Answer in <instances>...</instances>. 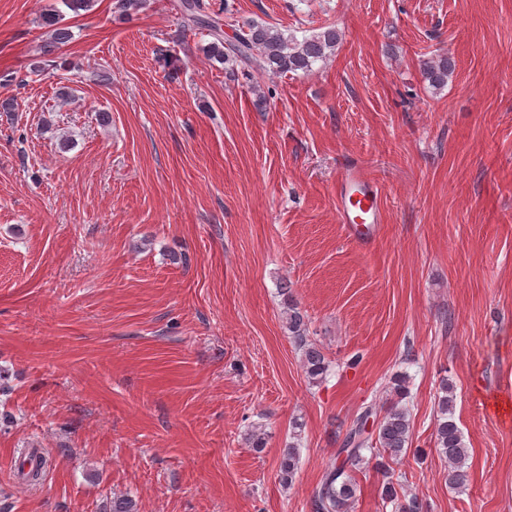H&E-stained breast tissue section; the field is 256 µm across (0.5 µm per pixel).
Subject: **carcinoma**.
<instances>
[{
	"instance_id": "obj_1",
	"label": "carcinoma",
	"mask_w": 512,
	"mask_h": 512,
	"mask_svg": "<svg viewBox=\"0 0 512 512\" xmlns=\"http://www.w3.org/2000/svg\"><path fill=\"white\" fill-rule=\"evenodd\" d=\"M146 6V0H116L119 15L129 17ZM183 22L188 27H201L208 31L212 41L206 54L221 65H240L272 74L308 71L318 61L325 60L341 41V33L334 26L297 39L278 28L263 22L252 21L229 41L224 40L220 14L211 10L206 0H182ZM63 17L55 10L45 17V24L52 27L50 41L44 52L51 53L72 39L70 28L62 24ZM454 64L447 54H439L424 63L425 79L438 89L448 83ZM288 335L303 352V369L307 378L321 382L327 375L329 361L323 352L308 339L304 314L296 305L288 304L285 311ZM438 398L439 419L436 429V447L448 462V482L460 486L468 480V448L454 419V392L443 384ZM373 415V408L357 418L337 449L340 462L329 468L311 496L314 512H349L357 498V484L352 472L370 464L383 473L381 498L386 503L398 500L396 483L390 476V464L407 455L410 439V419L407 411L395 404L385 413L376 427V439L366 435V424ZM299 460V448L290 443L283 449L279 472L284 484H291ZM103 512H139L137 502L129 495L115 496L104 505Z\"/></svg>"
}]
</instances>
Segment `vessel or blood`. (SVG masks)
Masks as SVG:
<instances>
[{"label":"vessel or blood","instance_id":"vessel-or-blood-1","mask_svg":"<svg viewBox=\"0 0 512 512\" xmlns=\"http://www.w3.org/2000/svg\"><path fill=\"white\" fill-rule=\"evenodd\" d=\"M336 212L351 236L362 246H370L382 221L379 185L359 167L346 168L336 183Z\"/></svg>","mask_w":512,"mask_h":512}]
</instances>
